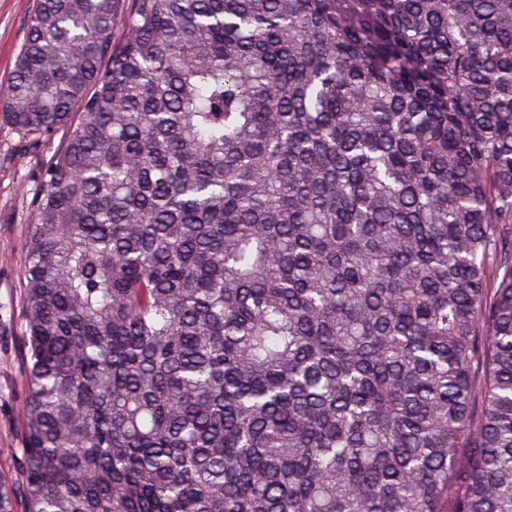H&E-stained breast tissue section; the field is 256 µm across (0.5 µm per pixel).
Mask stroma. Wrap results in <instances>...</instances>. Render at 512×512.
I'll return each instance as SVG.
<instances>
[{"instance_id": "obj_1", "label": "stroma", "mask_w": 512, "mask_h": 512, "mask_svg": "<svg viewBox=\"0 0 512 512\" xmlns=\"http://www.w3.org/2000/svg\"><path fill=\"white\" fill-rule=\"evenodd\" d=\"M35 5V0H0V90L13 72ZM65 139V130H57L49 144L35 151L18 131L0 122V476L9 481L17 480L18 472L6 451L22 444L27 395L24 243L47 164Z\"/></svg>"}]
</instances>
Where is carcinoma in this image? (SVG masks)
<instances>
[{
  "label": "carcinoma",
  "instance_id": "cac0c4a2",
  "mask_svg": "<svg viewBox=\"0 0 512 512\" xmlns=\"http://www.w3.org/2000/svg\"><path fill=\"white\" fill-rule=\"evenodd\" d=\"M75 110L0 512H512V0H37Z\"/></svg>",
  "mask_w": 512,
  "mask_h": 512
}]
</instances>
